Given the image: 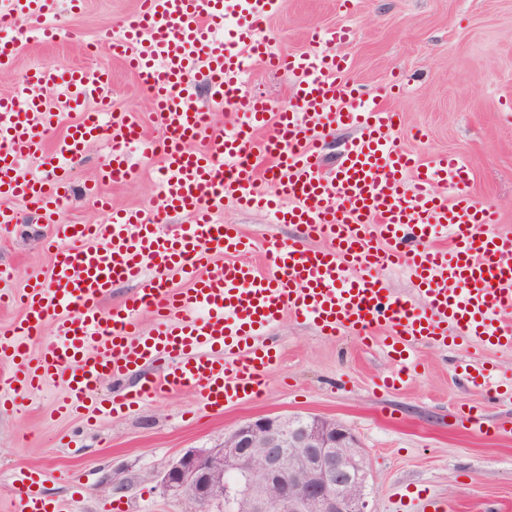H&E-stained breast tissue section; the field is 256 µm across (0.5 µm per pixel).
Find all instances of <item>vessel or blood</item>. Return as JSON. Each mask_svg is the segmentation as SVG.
I'll return each instance as SVG.
<instances>
[{"mask_svg":"<svg viewBox=\"0 0 512 512\" xmlns=\"http://www.w3.org/2000/svg\"><path fill=\"white\" fill-rule=\"evenodd\" d=\"M52 0H6L11 40L0 43V69L14 63V36L50 44L61 36L48 22ZM280 0H140L138 10L100 41L124 60L147 88L164 138L159 148L162 206L154 216L113 212L97 224L55 223L70 198L68 167L90 143L111 144L101 181L119 184L133 175L128 142L139 139L135 122L113 117L101 124L88 112L62 135L63 113L87 101L107 106L108 70H65L46 63L0 93V228L18 221L14 202L33 206L54 235L49 274L22 294L1 293L20 304L23 318L0 338V355L14 368L0 373V404L63 378L59 411L87 419L121 413L139 396L181 388L196 390L207 407L259 395L264 370L277 354L260 336L285 315L320 333L363 335L387 329L388 356L396 372L383 387L411 375L409 347L458 340L512 350V234L493 231L496 213L473 200L471 169L453 154L422 160L397 145L400 116L353 83L352 62L338 53L353 26L314 29L313 50L279 53L258 29L277 14ZM236 12L234 29L224 27ZM295 79L291 105L274 108L244 89L247 61ZM206 74L210 104L246 115L244 124L215 131L209 106L196 96ZM60 88L49 102L45 88ZM356 129L335 172L321 164L324 127ZM269 157L259 167V156ZM47 157L51 176L22 173L24 159ZM450 188L451 196L436 193ZM246 209L273 211L278 222L301 226L324 241L320 250L268 244L267 271L243 261L252 241L239 227L219 221L225 200ZM179 215L189 223L165 224ZM445 234L450 248L428 247ZM389 249L374 247V239ZM405 258L424 297L423 310L396 298L367 270ZM183 287H174V280ZM137 283L123 305L103 314L113 285ZM152 312V332L139 329V313ZM52 323L37 365H30L35 332ZM458 336H450L449 328ZM154 364L158 373L138 393L121 392L94 403L105 380L123 381Z\"/></svg>","mask_w":512,"mask_h":512,"instance_id":"vessel-or-blood-1","label":"vessel or blood"}]
</instances>
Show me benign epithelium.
Listing matches in <instances>:
<instances>
[{
	"label": "benign epithelium",
	"instance_id": "7a95c632",
	"mask_svg": "<svg viewBox=\"0 0 512 512\" xmlns=\"http://www.w3.org/2000/svg\"><path fill=\"white\" fill-rule=\"evenodd\" d=\"M368 461L350 428L310 416H261L224 433L215 448L189 449L163 485L228 512H370Z\"/></svg>",
	"mask_w": 512,
	"mask_h": 512
}]
</instances>
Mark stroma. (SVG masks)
<instances>
[{
  "label": "stroma",
  "mask_w": 512,
  "mask_h": 512,
  "mask_svg": "<svg viewBox=\"0 0 512 512\" xmlns=\"http://www.w3.org/2000/svg\"><path fill=\"white\" fill-rule=\"evenodd\" d=\"M138 7L139 0H86L73 11L68 0H54L63 37L46 45L20 42L13 67L0 70V92L48 62L111 71L109 108L128 114L144 141L131 147L138 176L101 192L114 207L148 211L161 204L154 192L161 159L144 153L143 144L163 137L151 100L137 75L106 48L92 56L85 49ZM340 23L356 30L344 48L354 63L352 80L400 114L398 144L426 159L438 153L465 158L473 198L494 208L498 231L512 232V0H356L348 12L338 0H283L261 33L288 55L310 49L313 28ZM247 88L284 106L293 82L254 66ZM109 156L104 140L73 163V196L64 220L96 219L85 190ZM14 208L18 224L0 229V266L12 269L9 288L19 293L47 273L50 254L43 240L53 227L25 203ZM223 221L256 239L247 258L260 268L266 265L263 242L288 245L300 237L295 225L230 201ZM267 338L279 359L265 372L264 391L220 411L184 388L95 421L57 412L61 384L20 394L0 408V512H15L22 472L42 474L40 493L61 512H105L112 506L122 512H197L187 496L166 490L164 469L186 450L214 447L225 431L269 414L318 415L351 428L369 462L371 512H422L429 496L446 512H512V430L485 434L458 418L459 408L475 406L487 423L512 420V397L481 393L455 369L462 361L495 368L507 387L512 350L421 344L411 352L415 372L409 383L384 389L380 383L393 362L384 351L383 330L365 340L349 331L323 336L288 316Z\"/></svg>",
  "instance_id": "stroma-1"
}]
</instances>
